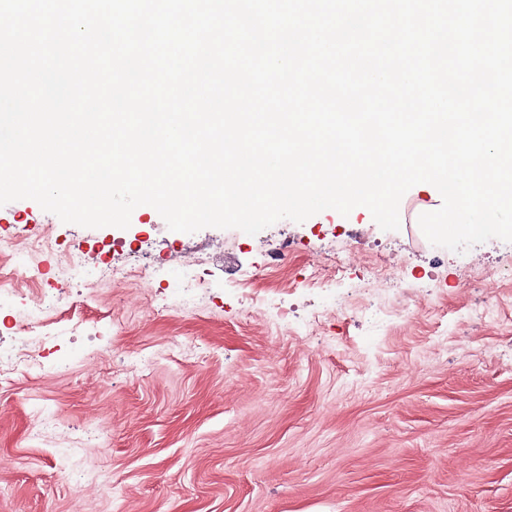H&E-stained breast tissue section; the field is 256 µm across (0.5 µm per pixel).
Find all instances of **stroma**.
<instances>
[{
    "label": "stroma",
    "mask_w": 512,
    "mask_h": 512,
    "mask_svg": "<svg viewBox=\"0 0 512 512\" xmlns=\"http://www.w3.org/2000/svg\"><path fill=\"white\" fill-rule=\"evenodd\" d=\"M18 235L108 241L127 266L220 241L242 271L201 266L211 288L195 314L174 309L176 259L153 294L116 301L100 288L82 316L121 324L111 363L93 362L81 337L46 340L44 372L0 386V512H512V242L481 243L477 268L447 251L432 288L419 225L385 231L329 209L265 228L302 242L276 266L258 236L175 232L139 208L128 228H85L17 200L0 206V240ZM349 248L361 260L336 293L358 298L369 264L398 260L404 299L425 295L426 311L388 329L351 312L310 334L272 324L282 307L320 310L310 263ZM483 300L494 323L468 313ZM127 356L149 365L132 371ZM62 360L69 370L54 374ZM41 411L54 419L46 438ZM103 414L109 429L90 437Z\"/></svg>",
    "instance_id": "stroma-1"
}]
</instances>
